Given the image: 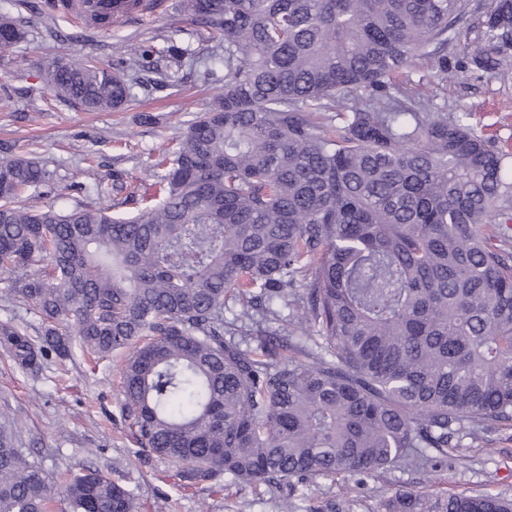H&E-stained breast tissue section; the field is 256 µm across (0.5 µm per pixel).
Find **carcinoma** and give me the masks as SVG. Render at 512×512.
<instances>
[{
    "mask_svg": "<svg viewBox=\"0 0 512 512\" xmlns=\"http://www.w3.org/2000/svg\"><path fill=\"white\" fill-rule=\"evenodd\" d=\"M470 0H179L224 43V91L152 165L153 203L58 209L56 172L0 160V275L41 342L0 322L26 372L48 351L126 349L122 413L142 457L185 487L431 468L512 424V166L467 124L398 97ZM499 75L512 0H489ZM23 38L0 14V51ZM56 96L121 109L134 79L110 64H43ZM334 110L336 127L313 113ZM230 299L241 303L224 321ZM269 304L257 321L255 302ZM292 310L286 324L270 305ZM137 512L96 469L52 475L0 425V512ZM376 512H512L493 494L397 491Z\"/></svg>",
    "mask_w": 512,
    "mask_h": 512,
    "instance_id": "cac0c4a2",
    "label": "carcinoma"
}]
</instances>
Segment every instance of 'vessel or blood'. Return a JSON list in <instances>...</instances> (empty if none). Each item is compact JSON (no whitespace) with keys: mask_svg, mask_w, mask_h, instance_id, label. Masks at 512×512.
I'll list each match as a JSON object with an SVG mask.
<instances>
[{"mask_svg":"<svg viewBox=\"0 0 512 512\" xmlns=\"http://www.w3.org/2000/svg\"><path fill=\"white\" fill-rule=\"evenodd\" d=\"M54 10L82 27L107 29L157 16L165 0H52Z\"/></svg>","mask_w":512,"mask_h":512,"instance_id":"b4317fda","label":"vessel or blood"}]
</instances>
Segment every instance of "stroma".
Returning a JSON list of instances; mask_svg holds the SVG:
<instances>
[{"instance_id":"1","label":"stroma","mask_w":512,"mask_h":512,"mask_svg":"<svg viewBox=\"0 0 512 512\" xmlns=\"http://www.w3.org/2000/svg\"><path fill=\"white\" fill-rule=\"evenodd\" d=\"M42 2L0 0V12L9 13L25 31L24 39L0 54V159L32 157L56 171L58 192L34 194L35 205H97L102 198L96 183L116 175L129 196L114 211L135 214L150 203V162L174 147L223 89L224 49L177 13V0H167L157 20L101 32L46 16ZM482 20V12L467 15L466 40L449 41L447 74L436 75L429 60H414L406 89L432 111L467 113L476 132L512 156V70L490 76L473 70L467 56L480 46ZM171 42L190 49L193 64L177 69L162 57ZM137 45L155 51L154 67L139 71L140 83L122 109L84 111L57 98L42 79L41 65L48 59L113 63L128 58ZM170 72L176 81L157 87ZM122 359L116 353L95 363L76 350L64 360L49 356L32 374L16 368L0 350V413L13 417L19 447L47 470L97 469L132 493L139 512H318L330 500L339 512H375L383 496L399 489L512 496V425L481 433L468 447L449 449L447 465L433 471L402 466L364 476L310 478L274 490L182 488L172 463L138 457L122 416Z\"/></svg>"}]
</instances>
